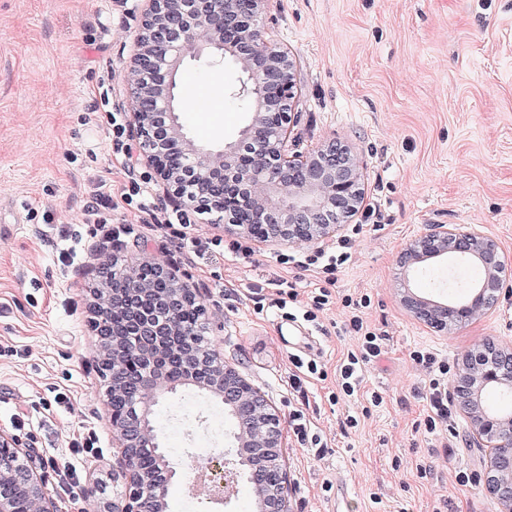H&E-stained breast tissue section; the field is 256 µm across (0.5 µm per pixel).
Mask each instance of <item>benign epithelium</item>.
<instances>
[{
	"instance_id": "obj_1",
	"label": "benign epithelium",
	"mask_w": 512,
	"mask_h": 512,
	"mask_svg": "<svg viewBox=\"0 0 512 512\" xmlns=\"http://www.w3.org/2000/svg\"><path fill=\"white\" fill-rule=\"evenodd\" d=\"M137 49L125 71L132 103V137L140 162L181 206L216 216L260 244L313 247L341 234L360 212L364 166L344 141L306 152L288 151L298 84L288 50L261 36L266 0H145ZM230 62L240 73L232 93L249 101L247 120L229 142L205 146L182 117L179 74L188 60ZM449 253L484 270L475 300L454 307L410 290L402 303L441 335L495 308L512 280V258L492 238L457 224H432L400 252L410 267ZM90 325L103 378L105 424L120 449L125 493L113 512H167L175 471L159 448V399L191 386L235 419L225 448L190 455L194 471L211 479L206 499L224 508L248 485L260 512H289L282 463V416L264 393L224 361L219 348L193 339L182 323L192 311L208 320L196 289L147 254H114L89 289ZM512 384V350L492 341L462 359L453 392L473 433L492 449L486 492L512 512V414L488 409L482 393ZM29 491L26 512H57L56 502L28 464L17 439L0 431V512H20L12 489Z\"/></svg>"
}]
</instances>
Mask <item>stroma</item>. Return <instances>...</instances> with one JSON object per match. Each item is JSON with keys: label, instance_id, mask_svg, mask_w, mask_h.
<instances>
[{"label": "stroma", "instance_id": "1", "mask_svg": "<svg viewBox=\"0 0 512 512\" xmlns=\"http://www.w3.org/2000/svg\"><path fill=\"white\" fill-rule=\"evenodd\" d=\"M142 8L143 0H0V429L29 452L59 512H104L124 488L87 326L97 259L115 251L150 253L196 286L225 361L282 415L291 512H501L482 483L490 451L462 411L450 430L427 432L419 392L428 375L410 354L426 348L456 369L483 341L512 347V286L488 315L440 336L411 316L400 293L407 283L427 299L455 298L456 260L403 268L398 257L432 224L474 229L512 255V0H266L261 34L296 64L290 147L307 152L343 139L365 166L362 229L331 286L279 264L281 245L255 243L249 257L236 256L235 234L177 211L144 165L123 167L112 115L130 109L123 81ZM182 83L210 104L192 114L191 135L207 145L232 139L245 121L224 107L235 70L189 60ZM143 180L144 210L127 208L124 194ZM98 190L105 197L85 217ZM369 209L383 223L366 218ZM161 223L219 241L221 255L178 250L152 234ZM104 224L134 231L111 243ZM284 278L298 292L287 304L277 286ZM325 285L369 296L364 318L382 336L367 395L355 403L334 400L336 366L357 344L341 328V307L321 313L316 327L298 316ZM299 360L316 361L324 374L300 375L297 390ZM60 393L67 402L57 403ZM155 419L176 471L168 512H224L193 494L187 457L223 447L232 423L221 404L181 387L160 400ZM89 436L93 448L75 447ZM429 455L434 468L424 476L419 465ZM63 463L75 467L77 491L65 490ZM462 472L476 484H458ZM340 479L350 489L343 497Z\"/></svg>", "mask_w": 512, "mask_h": 512}]
</instances>
